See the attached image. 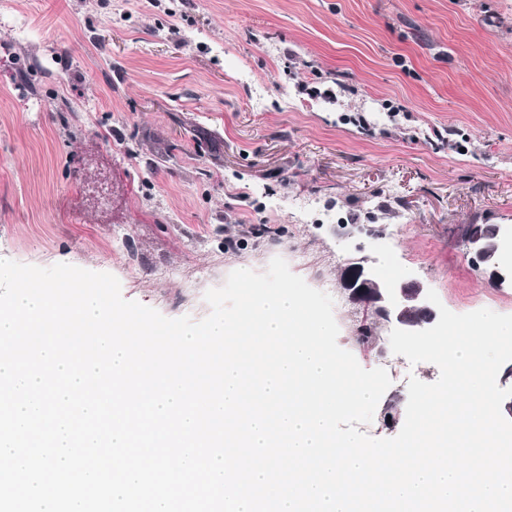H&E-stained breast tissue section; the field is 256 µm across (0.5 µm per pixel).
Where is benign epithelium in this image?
<instances>
[{
  "instance_id": "7a95c632",
  "label": "benign epithelium",
  "mask_w": 512,
  "mask_h": 512,
  "mask_svg": "<svg viewBox=\"0 0 512 512\" xmlns=\"http://www.w3.org/2000/svg\"><path fill=\"white\" fill-rule=\"evenodd\" d=\"M505 236L506 230L501 225L495 226L490 237L474 226L465 228L472 263L489 273V279L497 288L507 282L512 284V271L506 272L500 265ZM341 281L352 304L392 330H424L438 320L436 311L426 299L428 286L423 281L409 275L381 278L370 267L366 256L349 259L342 269Z\"/></svg>"
}]
</instances>
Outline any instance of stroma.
Returning a JSON list of instances; mask_svg holds the SVG:
<instances>
[{
    "label": "stroma",
    "mask_w": 512,
    "mask_h": 512,
    "mask_svg": "<svg viewBox=\"0 0 512 512\" xmlns=\"http://www.w3.org/2000/svg\"><path fill=\"white\" fill-rule=\"evenodd\" d=\"M468 224L512 226V0H0V259L106 272L200 320L208 289L282 257L330 282L341 348L402 374L370 437L439 369L383 325L358 349L343 263L512 315Z\"/></svg>",
    "instance_id": "35a3bbf8"
}]
</instances>
